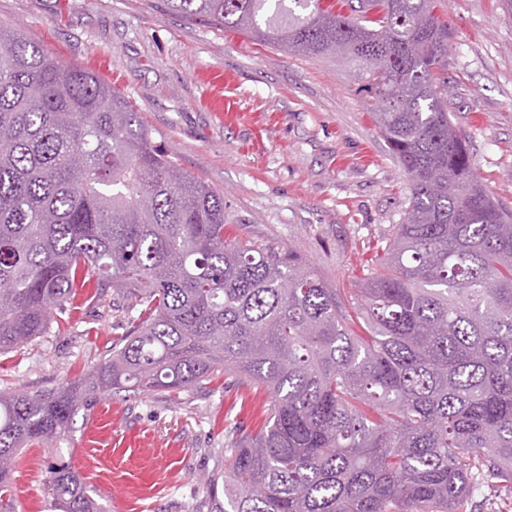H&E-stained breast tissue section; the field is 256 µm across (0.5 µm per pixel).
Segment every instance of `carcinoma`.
I'll list each match as a JSON object with an SVG mask.
<instances>
[{
  "instance_id": "obj_1",
  "label": "carcinoma",
  "mask_w": 512,
  "mask_h": 512,
  "mask_svg": "<svg viewBox=\"0 0 512 512\" xmlns=\"http://www.w3.org/2000/svg\"><path fill=\"white\" fill-rule=\"evenodd\" d=\"M434 2L160 3L365 82L411 182L358 289L365 336L300 254L224 239V196L180 172L124 94L0 26V353L86 294L110 289L130 312L87 377L0 391V512H15L11 460L92 401L219 371L269 403L207 479L213 512H474L486 487L512 496V209L451 122L453 34ZM46 486L60 512H98L76 467Z\"/></svg>"
}]
</instances>
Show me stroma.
Wrapping results in <instances>:
<instances>
[{"mask_svg": "<svg viewBox=\"0 0 512 512\" xmlns=\"http://www.w3.org/2000/svg\"><path fill=\"white\" fill-rule=\"evenodd\" d=\"M454 37L448 110L475 172L512 206V11L502 0H436ZM53 58L129 96L181 171L224 196V233L303 256L335 288L360 287L410 181L366 109L355 76L333 59L252 43L160 11L157 0H0ZM47 330L0 354V390L37 392L78 380L127 329L115 293L78 298ZM268 394L218 373L191 387L121 393L80 410L58 440L106 512H211L208 477L224 444L264 422ZM42 445L12 462L16 512H56Z\"/></svg>", "mask_w": 512, "mask_h": 512, "instance_id": "35a3bbf8", "label": "stroma"}]
</instances>
